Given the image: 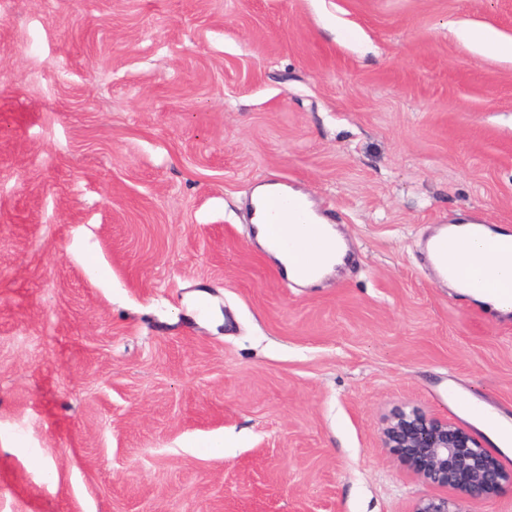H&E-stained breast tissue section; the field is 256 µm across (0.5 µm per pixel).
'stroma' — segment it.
I'll use <instances>...</instances> for the list:
<instances>
[{"mask_svg":"<svg viewBox=\"0 0 512 512\" xmlns=\"http://www.w3.org/2000/svg\"><path fill=\"white\" fill-rule=\"evenodd\" d=\"M452 21L512 40V0H0V512L448 496L383 432L512 415V315L421 256L512 231V61ZM283 178L350 248L315 288L242 219ZM448 25L452 26L449 30L452 31L457 38L473 46L478 54L512 58V42L503 41L489 29L470 25L455 28L453 27V22H449Z\"/></svg>","mask_w":512,"mask_h":512,"instance_id":"35a3bbf8","label":"stroma"}]
</instances>
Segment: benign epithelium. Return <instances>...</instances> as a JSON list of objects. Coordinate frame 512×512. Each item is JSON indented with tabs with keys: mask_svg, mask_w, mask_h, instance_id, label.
I'll return each instance as SVG.
<instances>
[{
	"mask_svg": "<svg viewBox=\"0 0 512 512\" xmlns=\"http://www.w3.org/2000/svg\"><path fill=\"white\" fill-rule=\"evenodd\" d=\"M384 445L413 449L410 463L419 476L470 500L483 499L512 482V472L505 470L477 437L417 410L393 417ZM413 512L463 510L457 500L440 497L420 500Z\"/></svg>",
	"mask_w": 512,
	"mask_h": 512,
	"instance_id": "obj_1",
	"label": "benign epithelium"
}]
</instances>
